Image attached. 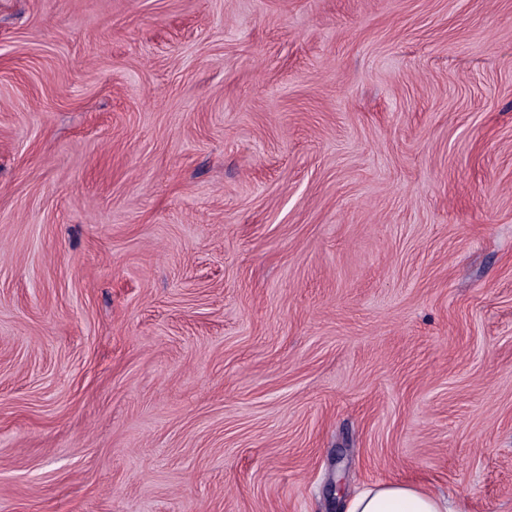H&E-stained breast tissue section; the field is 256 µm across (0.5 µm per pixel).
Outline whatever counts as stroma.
Here are the masks:
<instances>
[{
  "label": "stroma",
  "mask_w": 512,
  "mask_h": 512,
  "mask_svg": "<svg viewBox=\"0 0 512 512\" xmlns=\"http://www.w3.org/2000/svg\"><path fill=\"white\" fill-rule=\"evenodd\" d=\"M512 512V0H0V512ZM466 499L435 493L404 480L365 486L345 512H469Z\"/></svg>",
  "instance_id": "obj_1"
}]
</instances>
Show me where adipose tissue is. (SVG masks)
Here are the masks:
<instances>
[{
    "mask_svg": "<svg viewBox=\"0 0 512 512\" xmlns=\"http://www.w3.org/2000/svg\"><path fill=\"white\" fill-rule=\"evenodd\" d=\"M466 499L435 493L404 480L365 486L345 503V512H468Z\"/></svg>",
    "mask_w": 512,
    "mask_h": 512,
    "instance_id": "obj_1",
    "label": "adipose tissue"
}]
</instances>
